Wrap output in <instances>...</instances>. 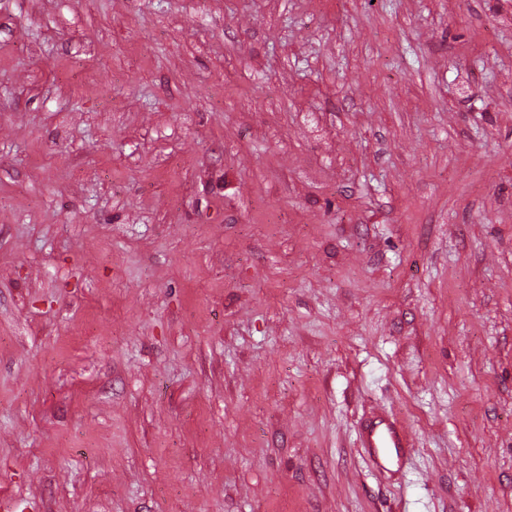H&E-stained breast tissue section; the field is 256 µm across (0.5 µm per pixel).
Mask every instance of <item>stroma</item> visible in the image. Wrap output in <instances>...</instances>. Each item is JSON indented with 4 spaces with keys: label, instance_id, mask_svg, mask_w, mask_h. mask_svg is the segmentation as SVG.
<instances>
[{
    "label": "stroma",
    "instance_id": "1",
    "mask_svg": "<svg viewBox=\"0 0 512 512\" xmlns=\"http://www.w3.org/2000/svg\"><path fill=\"white\" fill-rule=\"evenodd\" d=\"M1 497L512 512V0H0ZM403 434L394 423L378 422L363 439L372 463L387 469L400 459L401 448L405 447Z\"/></svg>",
    "mask_w": 512,
    "mask_h": 512
}]
</instances>
